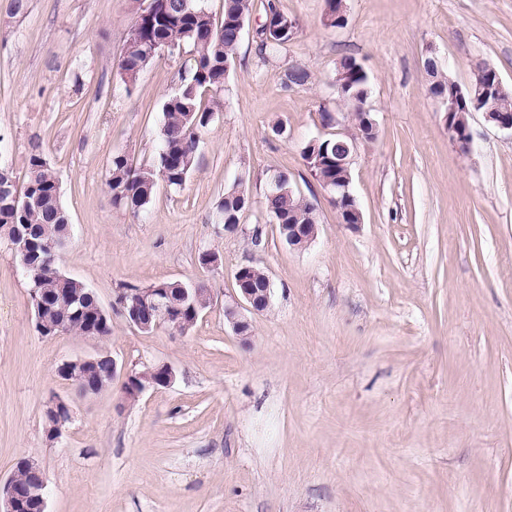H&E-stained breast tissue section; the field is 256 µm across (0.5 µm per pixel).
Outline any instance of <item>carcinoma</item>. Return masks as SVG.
Here are the masks:
<instances>
[{
	"instance_id": "obj_1",
	"label": "carcinoma",
	"mask_w": 512,
	"mask_h": 512,
	"mask_svg": "<svg viewBox=\"0 0 512 512\" xmlns=\"http://www.w3.org/2000/svg\"><path fill=\"white\" fill-rule=\"evenodd\" d=\"M162 8L132 27V32L121 52L119 74L123 83L134 82L158 54V48L168 46L176 50L190 48L191 63L185 68L178 89L167 96L163 106V124L156 151V163L139 169L132 168L121 153L112 155L107 185L113 204L129 209L134 215H144L152 202L155 187L164 181L170 188L182 187L195 167L201 132L214 116L213 104L224 92L228 66L235 59L244 29L253 10V0H224L223 14L215 19L204 0H161ZM266 19L257 30L258 53L262 58L279 54L295 34V23L267 5ZM431 81V94L448 91L455 81L436 65L424 62ZM335 73L348 75V82L336 90L343 102L342 110L355 132L364 129V110L360 103L368 96L370 78L363 65L345 55L336 65ZM302 156L312 166L321 183L336 181V142L310 143ZM277 186L265 193L266 214L277 224H315V209L297 193H288L291 187L288 173L275 175ZM19 203L5 206L0 203V235L11 239L12 226L19 224L32 229L42 248L49 251L67 237L70 216L62 204L61 187L54 168L39 153L30 155L24 186L18 190ZM249 207V197L239 185L224 192L217 207L220 224H238L240 215ZM29 287L37 293L51 295L56 300L53 310L45 313L52 323L61 326V333L74 336H92L103 339L111 335V319L103 322L92 316L99 301L96 293L85 294L74 302L75 288L85 284L63 282L52 272L34 268L29 272ZM155 288H169L176 295L185 288L189 305L177 319L181 330L194 325L197 309L207 300V284L199 281H161Z\"/></svg>"
}]
</instances>
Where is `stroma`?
I'll return each mask as SVG.
<instances>
[{
	"instance_id": "1",
	"label": "stroma",
	"mask_w": 512,
	"mask_h": 512,
	"mask_svg": "<svg viewBox=\"0 0 512 512\" xmlns=\"http://www.w3.org/2000/svg\"><path fill=\"white\" fill-rule=\"evenodd\" d=\"M11 2L0 162L20 185L32 152L54 166L74 231L58 270L107 307L124 287L175 280L206 282L214 300L183 333L113 311L103 340L46 338L0 241V481L35 459L47 512H512V135L475 113L461 152L424 68L436 57L465 88L485 62L511 87L512 0H345L341 28L326 26L327 0H254L193 172L183 189L158 184L143 217L113 204L108 169L118 152L154 163L185 53L158 54L126 85L118 59L149 0H24L20 14ZM271 3L297 30L265 60L256 31ZM345 55L370 75L378 129L353 164L356 231L301 155L338 109ZM297 66L301 86L288 80ZM279 171L316 210L303 249L263 211ZM238 181L251 205L230 237L215 213ZM205 249L215 270L198 264ZM246 263L266 269L274 297L244 341L224 305ZM100 350L118 372L79 396L56 366ZM152 363L173 367L172 386L126 400V371ZM55 397L73 419L52 443Z\"/></svg>"
}]
</instances>
